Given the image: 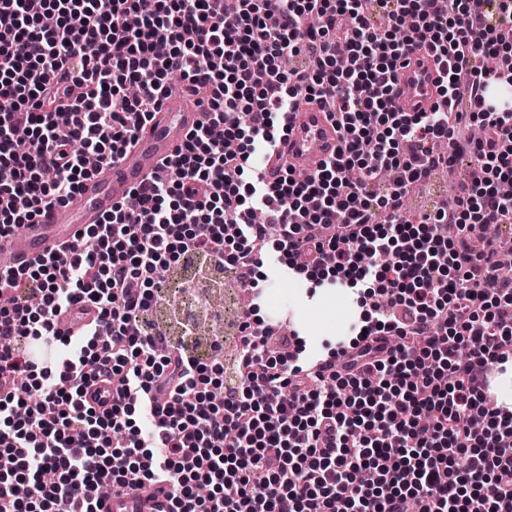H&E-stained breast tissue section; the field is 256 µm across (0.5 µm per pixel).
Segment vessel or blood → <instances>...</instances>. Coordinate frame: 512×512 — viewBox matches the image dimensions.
Here are the masks:
<instances>
[{
    "label": "vessel or blood",
    "mask_w": 512,
    "mask_h": 512,
    "mask_svg": "<svg viewBox=\"0 0 512 512\" xmlns=\"http://www.w3.org/2000/svg\"><path fill=\"white\" fill-rule=\"evenodd\" d=\"M442 67L433 51L419 49L399 67L393 96L406 112H427L440 103L437 86ZM204 118L201 106L186 95L162 99L152 120L140 127L134 145L112 164L101 167L85 180L67 203L43 208L32 223L0 238V250L10 253L17 268L54 253L89 225L99 223L113 205L123 202L132 190L161 174L165 160L175 156L187 133ZM341 146L340 134L329 112L317 102H300L288 118V132L279 152L288 160L295 177L313 176L317 163L334 157ZM99 322L98 312L79 306L58 314L55 327L67 335L78 334ZM168 489L159 483L135 484L105 500L103 512H168Z\"/></svg>",
    "instance_id": "b4317fda"
}]
</instances>
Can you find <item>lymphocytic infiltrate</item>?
<instances>
[{"mask_svg": "<svg viewBox=\"0 0 512 512\" xmlns=\"http://www.w3.org/2000/svg\"><path fill=\"white\" fill-rule=\"evenodd\" d=\"M483 0H0V236L39 208L70 201L117 160L176 73L206 120L165 178L135 189L62 254L24 272L0 267V512H102L103 486L168 483L171 512H512V411L491 406L474 367L512 360V286L475 246L512 219V152L476 143L478 175L450 207L403 219L404 199L435 167L433 144L462 121L512 140V0L487 37ZM393 27L377 32L374 13ZM431 45L442 105L407 113L392 96L398 61ZM476 97L463 113L452 104ZM330 107L342 146L315 175L271 177L272 149L299 98ZM394 176L384 195L380 173ZM451 224L456 240L441 230ZM276 231L288 270L386 298L367 323L375 344L342 356L332 380L269 357L239 324V383L170 346L148 314L157 270L200 254L254 281ZM93 304L99 329L78 342L56 313ZM100 381L112 404L83 401ZM152 398L153 432L133 419ZM209 496L195 492L198 484Z\"/></svg>", "mask_w": 512, "mask_h": 512, "instance_id": "lymphocytic-infiltrate-1", "label": "lymphocytic infiltrate"}]
</instances>
